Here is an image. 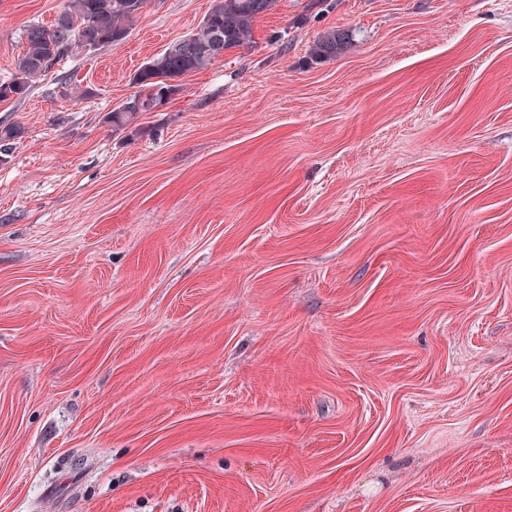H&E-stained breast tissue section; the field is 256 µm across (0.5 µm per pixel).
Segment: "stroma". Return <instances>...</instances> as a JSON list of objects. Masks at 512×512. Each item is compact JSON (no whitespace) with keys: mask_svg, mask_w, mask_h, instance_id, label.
Here are the masks:
<instances>
[{"mask_svg":"<svg viewBox=\"0 0 512 512\" xmlns=\"http://www.w3.org/2000/svg\"><path fill=\"white\" fill-rule=\"evenodd\" d=\"M211 5L0 101V512H512V0H278L114 129ZM348 38L349 35L345 31L328 30L316 40L311 53L319 58L334 56L346 43Z\"/></svg>","mask_w":512,"mask_h":512,"instance_id":"stroma-1","label":"stroma"}]
</instances>
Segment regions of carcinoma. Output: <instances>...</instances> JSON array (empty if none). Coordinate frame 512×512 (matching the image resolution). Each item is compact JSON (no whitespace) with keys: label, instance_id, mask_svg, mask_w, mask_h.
<instances>
[{"label":"carcinoma","instance_id":"cac0c4a2","mask_svg":"<svg viewBox=\"0 0 512 512\" xmlns=\"http://www.w3.org/2000/svg\"><path fill=\"white\" fill-rule=\"evenodd\" d=\"M278 0H213L200 24L182 39L141 67L133 76L137 90L110 112L115 129H126L152 107L165 103L182 91L176 79L208 68L229 49L253 43V24L272 10ZM147 0H67L57 20L45 26L26 25L23 51L15 62V73L0 82V101L26 97L50 69L51 59L62 61L73 51L117 44L126 39L127 23L139 16ZM341 30H328L312 50L316 57L334 56L348 40Z\"/></svg>","mask_w":512,"mask_h":512}]
</instances>
